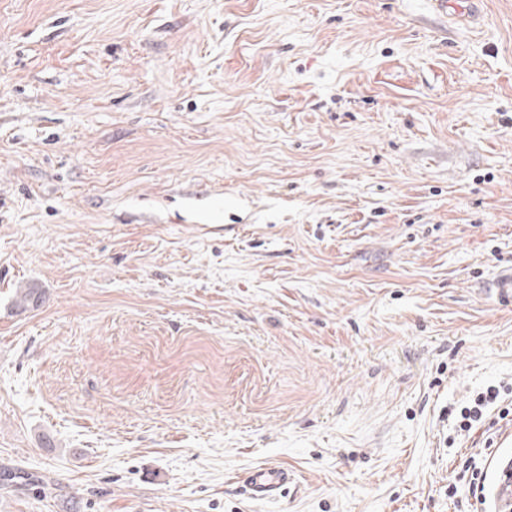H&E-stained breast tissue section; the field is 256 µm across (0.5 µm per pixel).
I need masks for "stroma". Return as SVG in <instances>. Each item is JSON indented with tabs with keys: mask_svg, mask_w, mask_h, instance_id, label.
Listing matches in <instances>:
<instances>
[{
	"mask_svg": "<svg viewBox=\"0 0 512 512\" xmlns=\"http://www.w3.org/2000/svg\"><path fill=\"white\" fill-rule=\"evenodd\" d=\"M481 10L0 0V468L44 480L0 512H496L512 0ZM500 390L495 387H488L485 392L481 393L475 400L474 405L465 407L461 411L460 430L470 432L473 427L481 424L484 411L497 402ZM288 469L277 464L266 463L253 468L246 483L255 497L271 498L279 494L288 485Z\"/></svg>",
	"mask_w": 512,
	"mask_h": 512,
	"instance_id": "35a3bbf8",
	"label": "stroma"
}]
</instances>
